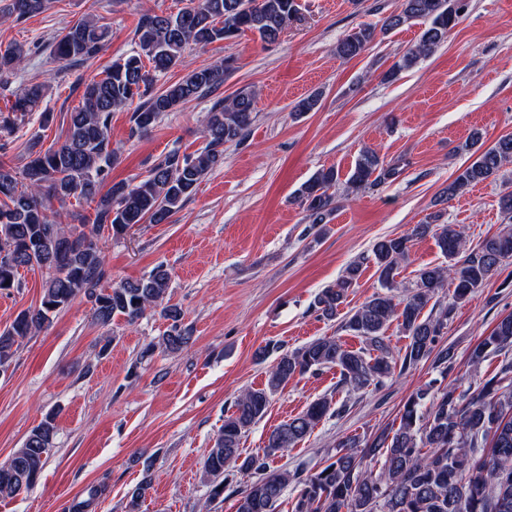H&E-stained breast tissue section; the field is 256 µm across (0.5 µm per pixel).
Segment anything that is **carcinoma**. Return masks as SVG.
Wrapping results in <instances>:
<instances>
[{"label": "carcinoma", "instance_id": "1", "mask_svg": "<svg viewBox=\"0 0 512 512\" xmlns=\"http://www.w3.org/2000/svg\"><path fill=\"white\" fill-rule=\"evenodd\" d=\"M466 0H401L400 9L384 21L385 29L411 21L428 23L415 45L385 74L392 79L432 55L466 12ZM48 0H7L0 18L21 23L44 12ZM297 0H189L175 14H145L135 30L137 51L119 58L100 78L84 85L81 104L69 112L63 142L46 150L33 142L28 161L17 169L0 160V293L20 287L22 268L45 271L38 305L20 311L0 330V366L10 363L23 341L49 324L53 316L82 296L92 304V318L107 326L117 317L129 324L148 310L160 309L171 321L158 343L176 352L192 343V329L182 323L181 310L169 304L171 272L160 264L148 276L105 287V254L98 241L105 231L118 237L135 224H168L198 184L224 160V144L241 140L253 121L254 95L241 90L218 100L204 122L206 145L193 155L177 151L163 156L142 179L104 188L117 161L112 150V112L131 105L133 130L144 133L180 104L217 90L233 60L202 65L162 91L154 90L158 75L183 65L186 53L250 31L264 42L279 40L298 13ZM108 37L93 18H83L54 39L52 55L62 62L95 57ZM375 30L359 27L336 44V56L351 60L373 42ZM26 55L23 46L0 50V78L8 76ZM46 85L33 83L15 97L8 115L0 113V131L14 133L19 122L35 111ZM475 158L459 169L446 194L454 196L471 185L495 178L512 164V135L474 151ZM395 174L367 148L350 169L346 183L354 190L377 186ZM339 180L333 168L313 174L297 190L310 228L320 232L336 210L329 190ZM64 207L85 203L93 214H73L74 224H62L49 214L52 201ZM433 234L444 265L425 266L408 286L397 281V270L409 256L411 242ZM378 286L342 320L345 330L363 347L351 350L334 336H322L288 350L267 343L256 356L277 357L261 388L241 392L231 414L209 448L203 475L209 501L224 498L237 475L253 480L234 489L236 512H277L288 487L297 494L292 512H512V359L480 382L470 393L450 381L433 391L421 388L404 402L399 425L373 436L349 435L336 443L331 461L315 472L303 465L276 468L274 460L295 447L326 417L331 400L312 401L305 410L275 427L262 452L242 455L241 440L267 413L271 398L297 376L337 368L348 392L380 390L395 372L422 362L446 376L454 368L455 352L441 344L443 330L458 305L503 264L512 261V228L467 244L464 231L453 224H417L410 233L377 241L372 248ZM364 261L350 263L336 283L315 297L319 316L334 320L348 292L358 284ZM454 285L448 302L436 300L447 284ZM397 323L408 342L395 351L386 331ZM512 350V313L501 317L489 335L469 352L476 368L491 355ZM57 433L56 415L48 413L24 439L22 447L0 464V497H12L39 480ZM381 462L379 471L372 462Z\"/></svg>", "mask_w": 512, "mask_h": 512}]
</instances>
